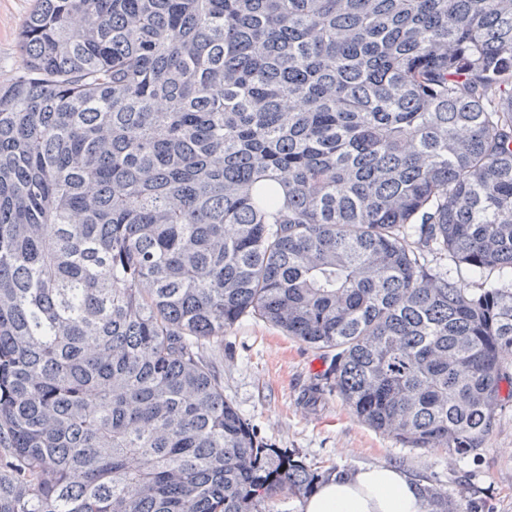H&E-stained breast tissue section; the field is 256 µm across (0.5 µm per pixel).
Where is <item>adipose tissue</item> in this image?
I'll return each instance as SVG.
<instances>
[{"label": "adipose tissue", "mask_w": 512, "mask_h": 512, "mask_svg": "<svg viewBox=\"0 0 512 512\" xmlns=\"http://www.w3.org/2000/svg\"><path fill=\"white\" fill-rule=\"evenodd\" d=\"M303 512H423L419 484L401 470L374 466L323 483Z\"/></svg>", "instance_id": "obj_1"}]
</instances>
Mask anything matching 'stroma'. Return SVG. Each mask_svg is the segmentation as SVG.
<instances>
[{
    "instance_id": "stroma-1",
    "label": "stroma",
    "mask_w": 512,
    "mask_h": 512,
    "mask_svg": "<svg viewBox=\"0 0 512 512\" xmlns=\"http://www.w3.org/2000/svg\"><path fill=\"white\" fill-rule=\"evenodd\" d=\"M35 0H0V83L22 67L18 33ZM205 354L224 396L271 448L311 467L398 468L447 492L467 512H512V404L497 411L479 448L459 458L413 448L361 422L327 378V355L257 318L243 317Z\"/></svg>"
}]
</instances>
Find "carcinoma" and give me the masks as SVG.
<instances>
[{
    "label": "carcinoma",
    "mask_w": 512,
    "mask_h": 512,
    "mask_svg": "<svg viewBox=\"0 0 512 512\" xmlns=\"http://www.w3.org/2000/svg\"><path fill=\"white\" fill-rule=\"evenodd\" d=\"M0 84V512H275L204 347L252 315L366 425L512 403V0H37ZM424 512H461L423 488Z\"/></svg>",
    "instance_id": "1"
}]
</instances>
